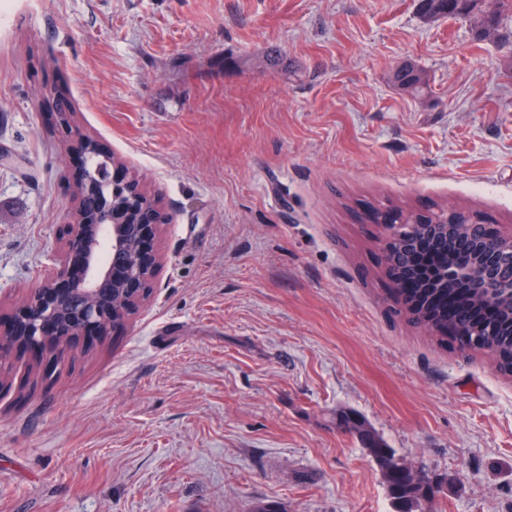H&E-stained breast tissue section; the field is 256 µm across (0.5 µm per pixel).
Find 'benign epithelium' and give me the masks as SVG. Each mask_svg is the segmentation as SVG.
<instances>
[{
	"label": "benign epithelium",
	"mask_w": 512,
	"mask_h": 512,
	"mask_svg": "<svg viewBox=\"0 0 512 512\" xmlns=\"http://www.w3.org/2000/svg\"><path fill=\"white\" fill-rule=\"evenodd\" d=\"M58 132L79 137L84 155L101 152L94 138L74 126L73 114L55 109ZM76 206L61 225L62 249L45 267L39 284L15 312L0 338L4 346L40 348L108 329L146 299L156 274L151 242L166 222L160 209L145 202L133 178L118 166L102 175L85 166L75 178ZM475 271L486 280L497 254L496 240L477 248Z\"/></svg>",
	"instance_id": "7a95c632"
}]
</instances>
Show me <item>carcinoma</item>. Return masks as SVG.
Listing matches in <instances>:
<instances>
[{
    "instance_id": "carcinoma-1",
    "label": "carcinoma",
    "mask_w": 512,
    "mask_h": 512,
    "mask_svg": "<svg viewBox=\"0 0 512 512\" xmlns=\"http://www.w3.org/2000/svg\"><path fill=\"white\" fill-rule=\"evenodd\" d=\"M477 0H417L416 13L425 22H436L454 16L458 4L470 13V26L479 37L497 34L508 14L512 0H492L479 7ZM392 83L399 90L414 97L428 88L423 70L401 75L396 71ZM447 210L436 207L430 216L420 215L411 206L372 207V220L386 215L394 223L414 219L418 226H404L401 238L392 241L383 251L382 274L389 281L394 312L415 328L424 329L436 340L468 356L481 353L490 359L500 375L512 377V240L499 239L498 264L491 289L468 276L475 265V241L483 237L491 226L479 222L456 224L450 230L430 226L435 218L445 216ZM455 267L460 278L446 288H402L400 279L412 270L417 271L418 283L438 277ZM336 427L356 436L363 448L380 468L394 512H424L423 506L442 492L446 482L423 481L396 468V451L377 434L365 418L349 409H338L334 415Z\"/></svg>"
}]
</instances>
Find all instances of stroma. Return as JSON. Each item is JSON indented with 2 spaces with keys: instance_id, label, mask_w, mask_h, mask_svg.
Returning <instances> with one entry per match:
<instances>
[{
  "instance_id": "35a3bbf8",
  "label": "stroma",
  "mask_w": 512,
  "mask_h": 512,
  "mask_svg": "<svg viewBox=\"0 0 512 512\" xmlns=\"http://www.w3.org/2000/svg\"><path fill=\"white\" fill-rule=\"evenodd\" d=\"M511 55L414 0H0V325L74 206L55 92L171 215L133 315L0 353V512H392L339 408L447 478L425 512H512V378L392 312L364 218L512 230ZM423 73V70L417 68L413 74L403 76L396 70L392 75V83L409 95L422 96L428 88V80L424 79ZM372 214L371 218L373 221L377 222L381 215H386L390 218V220L393 223H396L398 221L402 220H411L415 219L416 221L420 223H430L432 222L433 218H441L448 213V210H445L443 207H436L433 209L428 210L430 212L429 217H423L420 215L415 208L411 206H393V207H384L381 205L374 206L372 205ZM386 208V209H385ZM385 209V210H383Z\"/></svg>"
}]
</instances>
